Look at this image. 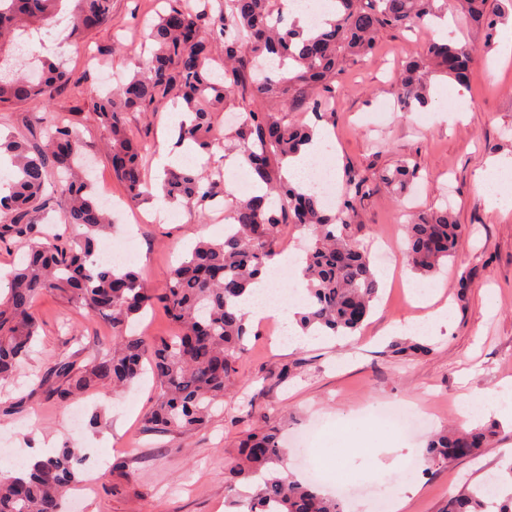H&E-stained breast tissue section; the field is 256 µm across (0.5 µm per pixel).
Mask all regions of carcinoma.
I'll list each match as a JSON object with an SVG mask.
<instances>
[{
    "label": "carcinoma",
    "mask_w": 512,
    "mask_h": 512,
    "mask_svg": "<svg viewBox=\"0 0 512 512\" xmlns=\"http://www.w3.org/2000/svg\"><path fill=\"white\" fill-rule=\"evenodd\" d=\"M62 0H0V103L40 105L50 92L71 81L62 65L40 61L30 73L16 62L24 54L14 41L17 30L39 32L56 25ZM67 39L81 41L111 17L112 0H73ZM454 8L485 33L491 46L512 0L489 10L488 0H453ZM285 0H197L162 14L153 25V50L146 66L116 83L96 105L107 128V149L115 176L133 201L158 197L205 211L223 195L224 171L216 164L203 173L171 168L161 181L147 177L146 143L126 126L124 114L180 97L192 113L179 126L176 144L189 143L215 157L234 153L262 183L263 195L224 205L232 231L217 241H199L167 275L157 294L130 268L97 259L96 239L112 230L107 212L82 172L85 145L78 131L59 121L47 126L45 140L0 137V157L13 169L8 194L0 196V246L24 242L26 259L8 275L0 299V381L13 378L28 359L38 335L34 303L58 291L91 315L112 326L110 353L81 367L63 354L47 368L56 380L51 394L67 403L93 387L112 392L126 388L149 362L157 401L147 417L152 429L187 433L201 428L224 398L229 377L248 334L241 297L266 273L282 226L311 231L304 257L307 302L298 325L319 336H346L370 316L380 283L369 253L355 240V204L366 177L350 172L336 211L324 206L312 187L302 190L281 171L289 157L310 143L314 128L292 114L325 120L326 94L338 71L373 52L383 31L423 27L448 12V0H336V18L301 36L282 23ZM223 49L222 72L208 67L212 45ZM472 49L451 39L429 42L406 63L398 77L396 98L403 110L429 103L428 75L467 81ZM233 104L246 119L231 132L216 127V112ZM56 174L46 194L49 173ZM380 180L398 195L419 178L418 168L402 160L384 170ZM60 209L64 223L79 229L49 237L37 216ZM465 234L448 209L418 216L406 225V261L430 275L440 269ZM162 304L179 335L157 341L130 330L131 320ZM491 426L435 435L425 448L427 465L473 456L492 441ZM241 463L233 481L261 479L253 494L237 505L247 512H342L338 500L306 481L282 475L287 449L277 429L247 432L239 442ZM82 457L62 448L37 461L29 474H0V512H64L67 491L77 482ZM446 512H512V461L482 481L464 484L448 496Z\"/></svg>",
    "instance_id": "1"
}]
</instances>
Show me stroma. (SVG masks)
<instances>
[{"instance_id":"35a3bbf8","label":"stroma","mask_w":512,"mask_h":512,"mask_svg":"<svg viewBox=\"0 0 512 512\" xmlns=\"http://www.w3.org/2000/svg\"><path fill=\"white\" fill-rule=\"evenodd\" d=\"M168 0H112L110 21L89 34L84 47L67 43L61 28L51 29L36 55L63 64L81 85L54 90L45 107L0 104V132L38 138L44 120H62L77 128L87 145L96 192H109L119 207L117 227L102 245L126 252V264L155 289L165 286L170 269L201 238H214L217 211L197 214L160 200L128 202L104 150L109 133L95 111L102 92V69L127 74L141 70L148 26L169 9ZM512 26L498 28L495 43L482 51L484 33L464 20L448 33L478 47L466 85L440 76L429 79L430 103L395 111L381 125L372 112L396 96L398 71L435 37L434 29L384 31L373 53L341 72L331 99L329 127L335 142L326 162L336 180L347 170L367 179L355 206L358 240L405 243L403 207L419 212L450 206L458 223L469 229L454 256L433 276L424 278L404 261L379 270V298L353 335L318 337L296 345L277 340L265 323L251 327L236 371L226 384L224 401L206 428L165 433L146 424L157 390L151 379L116 394L90 391L59 404L42 385L41 375L58 354L84 366L108 347L112 328L87 316L68 298L53 292L35 306L39 336L13 398L25 409L0 416V469L16 468L31 448L48 453L79 449L85 458V483L76 491L79 512H234L230 474L240 460L238 442L248 430L269 425L289 440L311 423L326 435L313 445L314 456L330 475H358L370 491L346 501L345 512H373L377 499L397 494L398 512H443L449 494L474 484L512 460V421L496 414L462 416L465 401L503 381L512 382V213L491 207L474 186V177L491 156L512 158V57L503 43ZM466 96V121L451 120L458 96ZM186 116L171 102L149 105L125 115L127 126L149 144L144 158L149 176L159 175L162 153L171 149L176 128ZM496 152H489V145ZM408 158L419 167L416 188L402 200L379 178ZM447 303L448 323L437 331L393 332L396 319L411 315L425 322V297ZM430 345L427 353H396L397 342ZM290 377H282L284 368ZM406 402L428 415L426 425L403 438L373 421L386 405ZM495 422L499 432L478 456L431 470L407 472L420 458L428 435L447 427L467 430Z\"/></svg>"}]
</instances>
